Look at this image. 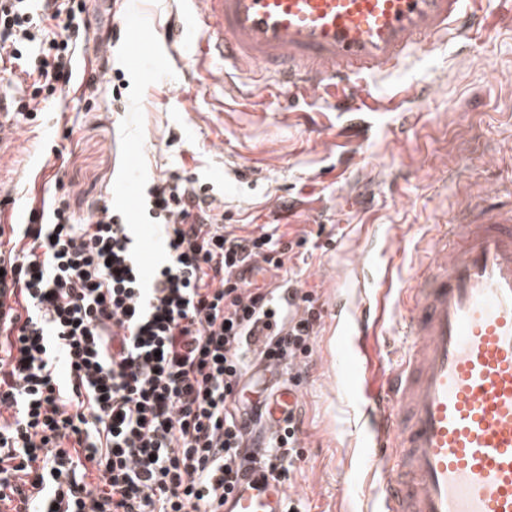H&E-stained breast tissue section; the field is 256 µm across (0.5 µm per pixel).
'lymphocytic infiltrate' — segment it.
Returning a JSON list of instances; mask_svg holds the SVG:
<instances>
[{
    "label": "lymphocytic infiltrate",
    "mask_w": 512,
    "mask_h": 512,
    "mask_svg": "<svg viewBox=\"0 0 512 512\" xmlns=\"http://www.w3.org/2000/svg\"><path fill=\"white\" fill-rule=\"evenodd\" d=\"M40 2L62 40L18 73L40 16L0 0V79L33 80L20 113L69 89L67 49L86 36L84 0ZM142 205L166 244L148 272L106 205L75 224L63 205L33 203L27 223L0 225V512H220L246 463L281 481L296 469L300 417L255 455L241 405L243 323L266 305L251 275L262 263L290 277L280 223L238 232L191 176L153 180ZM293 301L267 356L303 376L320 316L311 292Z\"/></svg>",
    "instance_id": "obj_1"
}]
</instances>
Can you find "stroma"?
<instances>
[{
    "mask_svg": "<svg viewBox=\"0 0 512 512\" xmlns=\"http://www.w3.org/2000/svg\"><path fill=\"white\" fill-rule=\"evenodd\" d=\"M188 7L137 0L158 41L156 63L132 62L119 42L93 95L73 92L17 116L0 161L13 207L0 222L27 223L34 197L63 200L79 224L94 204H109L130 217L139 244L160 246L158 226L126 200L131 164L142 187L171 174L197 178L228 224H270L283 203L293 204L291 231L313 240L292 267L315 292L321 320L299 386L303 457L294 481L302 490L291 503L297 512H366L361 403L344 386L335 313L356 301L347 283L373 227L399 226L411 251L431 226L468 220L474 196L492 190L512 206V0H464L474 17L466 42L448 34L373 84L382 98L416 84L428 94L408 117L371 113L373 134L360 145L334 113L309 125L308 105L287 88L257 96L247 74L191 65L180 32Z\"/></svg>",
    "mask_w": 512,
    "mask_h": 512,
    "instance_id": "obj_1",
    "label": "stroma"
}]
</instances>
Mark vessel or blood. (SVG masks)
I'll return each mask as SVG.
<instances>
[{
    "instance_id": "1",
    "label": "vessel or blood",
    "mask_w": 512,
    "mask_h": 512,
    "mask_svg": "<svg viewBox=\"0 0 512 512\" xmlns=\"http://www.w3.org/2000/svg\"><path fill=\"white\" fill-rule=\"evenodd\" d=\"M463 0H197L196 65L219 59L257 68L316 108L358 111L377 78L428 49ZM431 261L406 285L360 300L345 317L354 393L377 476V512H512V209L439 224ZM408 343L388 371L367 350L384 310ZM252 403L264 432L299 404L283 383ZM281 481L247 464L223 512H287Z\"/></svg>"
}]
</instances>
